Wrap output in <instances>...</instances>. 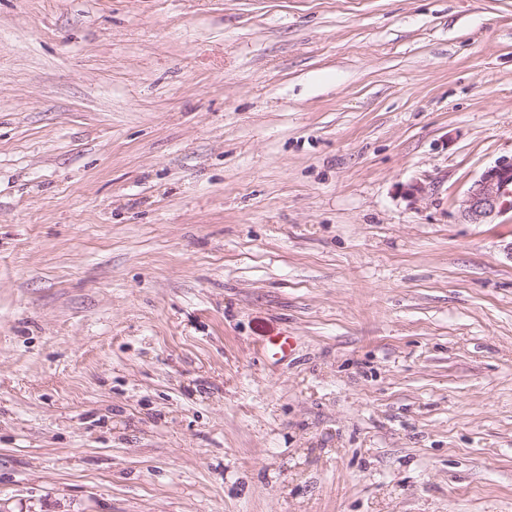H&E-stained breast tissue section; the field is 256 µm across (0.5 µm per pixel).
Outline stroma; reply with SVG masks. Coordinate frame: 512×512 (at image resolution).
I'll list each match as a JSON object with an SVG mask.
<instances>
[{
	"instance_id": "1",
	"label": "stroma",
	"mask_w": 512,
	"mask_h": 512,
	"mask_svg": "<svg viewBox=\"0 0 512 512\" xmlns=\"http://www.w3.org/2000/svg\"><path fill=\"white\" fill-rule=\"evenodd\" d=\"M511 158L512 0H0V512H512ZM512 209V159L488 167L467 189L459 203L461 217L470 224H490Z\"/></svg>"
}]
</instances>
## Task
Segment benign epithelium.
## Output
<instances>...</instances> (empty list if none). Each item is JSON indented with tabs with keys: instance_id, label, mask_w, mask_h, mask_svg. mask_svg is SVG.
<instances>
[{
	"instance_id": "1",
	"label": "benign epithelium",
	"mask_w": 512,
	"mask_h": 512,
	"mask_svg": "<svg viewBox=\"0 0 512 512\" xmlns=\"http://www.w3.org/2000/svg\"><path fill=\"white\" fill-rule=\"evenodd\" d=\"M512 209V159L487 168L467 189L459 203L461 217L471 224H487Z\"/></svg>"
}]
</instances>
